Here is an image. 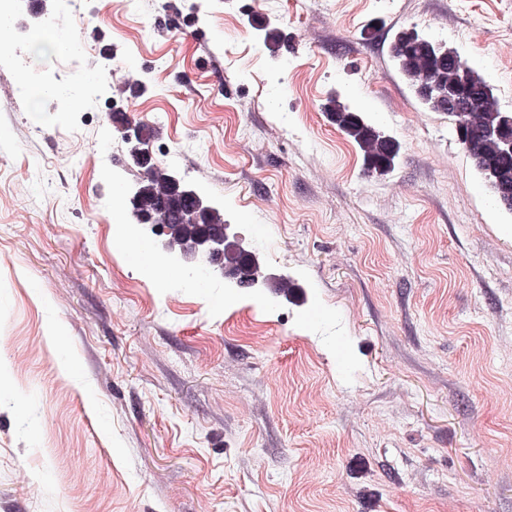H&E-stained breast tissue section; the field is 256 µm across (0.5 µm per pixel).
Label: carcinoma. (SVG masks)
Listing matches in <instances>:
<instances>
[{"instance_id":"1","label":"carcinoma","mask_w":512,"mask_h":512,"mask_svg":"<svg viewBox=\"0 0 512 512\" xmlns=\"http://www.w3.org/2000/svg\"><path fill=\"white\" fill-rule=\"evenodd\" d=\"M392 53L420 103L433 112L448 113L494 203L512 211V154L503 150V143L512 140V113L495 105L489 84L456 52L404 35ZM362 143L375 160L388 156L386 141L374 137ZM131 203L136 216L149 218L163 231L171 251L184 252L185 246L198 244L201 235L224 236V216L199 195L183 194L164 167L144 164Z\"/></svg>"}]
</instances>
